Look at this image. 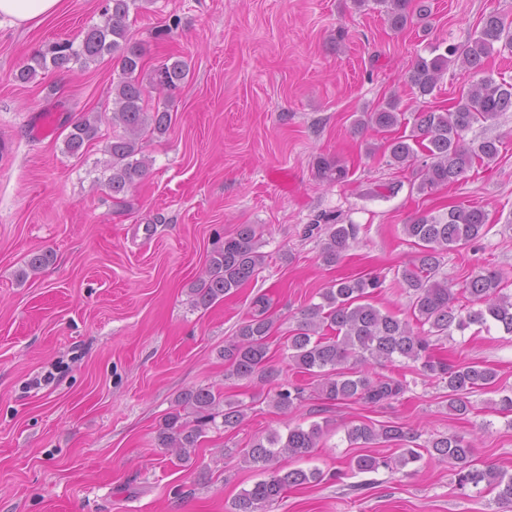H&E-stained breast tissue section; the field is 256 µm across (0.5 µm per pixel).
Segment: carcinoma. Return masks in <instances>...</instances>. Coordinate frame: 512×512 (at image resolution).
I'll return each mask as SVG.
<instances>
[{"label": "carcinoma", "mask_w": 512, "mask_h": 512, "mask_svg": "<svg viewBox=\"0 0 512 512\" xmlns=\"http://www.w3.org/2000/svg\"><path fill=\"white\" fill-rule=\"evenodd\" d=\"M384 9L394 30L407 26L412 15L428 16L426 0H374ZM139 8L138 0H106L104 21L89 27L81 39L57 41L19 68L14 79L27 83L38 70L52 65L57 69L79 63L86 67L105 59L112 62L118 78L112 82V124L122 133L112 135L105 145L107 159L102 163L104 185L112 200L123 202L145 178L151 160L147 143L165 136L173 115L166 102L150 104V93L140 80L145 50L129 34L130 11ZM512 52V22L495 12L485 15L481 27L464 45L435 46L432 57H419L412 67L409 82L419 97L431 96L438 89L448 65L459 61L471 75L466 92L444 110L421 109L406 117L394 100L360 113L356 124L379 132L409 133L394 136L383 144L387 164L407 167L419 163L413 188L430 196L460 181L475 163L488 165L500 154L501 141L466 139L465 132L476 123L486 122L512 109V83L496 79L485 66L495 47ZM187 61L170 56L153 69L152 86L166 98L174 96L186 83ZM98 119L85 116L71 124L65 149L80 157L88 142L98 137ZM315 176L325 181H341L347 175L339 159L318 156L313 161ZM324 232L321 258L327 265L340 260L350 242L358 235L355 224H340L336 217L320 214L307 225L306 232ZM403 235L416 247V256L398 278L400 287L410 294V314L404 319L382 311L371 298L383 287L377 275L336 280L319 293L321 302L301 311L295 327L289 330V361L299 373L315 378V391L330 401L361 402L370 407L383 406L404 394V381L378 373L372 366H385L400 359L420 364L422 374L435 377L448 389V411L456 416L469 414L470 396L498 388L495 369L478 362H451L435 357L431 337L465 332L473 326L490 330L495 326L512 335V293L502 274L479 270L467 276L461 288L454 289L442 273V259L449 250L463 248L488 232V213L481 207L456 205L446 212L424 211L402 225ZM257 227L240 224L224 244L208 259L199 284L189 289L195 308L206 309L255 279L266 264ZM53 260L49 252L36 251L27 256L17 277L21 281L39 274ZM469 295L478 308L459 304V296ZM271 299L260 295L252 302L249 317L235 336L224 344L221 357L232 375L240 379L262 378L270 361V340L275 321L270 314ZM305 389L280 384L273 406L284 413L298 409L305 400ZM249 406L224 398L213 386H198L180 393L174 408L157 429L158 445L175 451L187 462L200 447L208 431H232L247 417ZM322 427L313 423L297 424L286 435L273 432L253 441L243 453V462L262 471L264 478L243 490L234 502L235 512H267L283 499L291 488H299L323 478L317 469L286 470L277 465L281 457L302 459L317 447ZM350 442L384 447L397 446V458L360 454L350 462L352 472L369 473L417 462L422 453L452 464L457 489L472 488L478 494H495L501 505L512 507V475L492 467L481 469L475 460V448L463 435L436 438L426 445L416 443L418 436L404 427L388 422L354 425L347 430Z\"/></svg>", "instance_id": "carcinoma-1"}]
</instances>
